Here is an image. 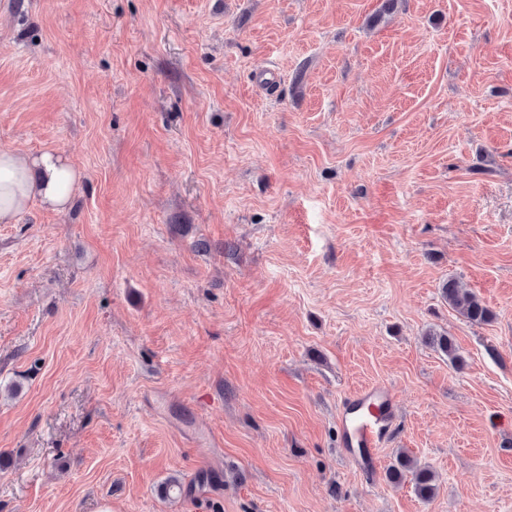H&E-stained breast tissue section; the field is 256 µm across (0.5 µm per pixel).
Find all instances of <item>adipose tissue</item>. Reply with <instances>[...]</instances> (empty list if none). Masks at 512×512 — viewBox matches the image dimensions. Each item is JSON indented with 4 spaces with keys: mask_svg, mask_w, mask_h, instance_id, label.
<instances>
[{
    "mask_svg": "<svg viewBox=\"0 0 512 512\" xmlns=\"http://www.w3.org/2000/svg\"><path fill=\"white\" fill-rule=\"evenodd\" d=\"M79 180L75 169L58 154L33 156L19 149H0V223H17L36 202L66 209Z\"/></svg>",
    "mask_w": 512,
    "mask_h": 512,
    "instance_id": "ef3b65f1",
    "label": "adipose tissue"
}]
</instances>
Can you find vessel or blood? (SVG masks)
Here are the masks:
<instances>
[{
    "label": "vessel or blood",
    "instance_id": "vessel-or-blood-1",
    "mask_svg": "<svg viewBox=\"0 0 512 512\" xmlns=\"http://www.w3.org/2000/svg\"><path fill=\"white\" fill-rule=\"evenodd\" d=\"M396 410L392 389L379 383L358 388L343 400L339 446L363 474L376 476L378 451L387 442Z\"/></svg>",
    "mask_w": 512,
    "mask_h": 512
}]
</instances>
